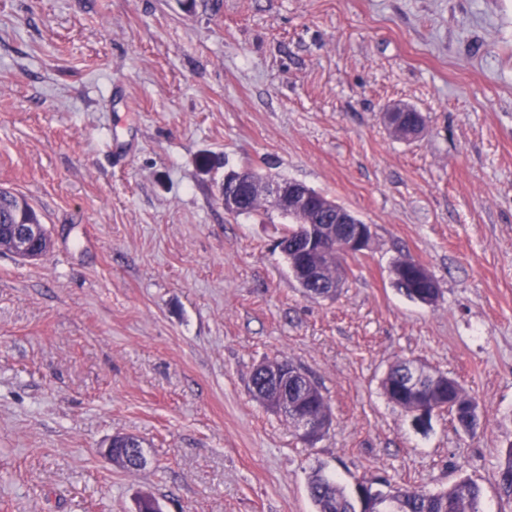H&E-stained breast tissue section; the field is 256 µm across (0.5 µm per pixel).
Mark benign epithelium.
Instances as JSON below:
<instances>
[{
  "instance_id": "1",
  "label": "benign epithelium",
  "mask_w": 512,
  "mask_h": 512,
  "mask_svg": "<svg viewBox=\"0 0 512 512\" xmlns=\"http://www.w3.org/2000/svg\"><path fill=\"white\" fill-rule=\"evenodd\" d=\"M406 111L402 108H391L384 112L383 119L389 131L399 137H414L424 128L422 119L417 118L409 124L404 123ZM224 184L230 189L224 192V210L237 211L243 207L246 200L255 197L265 202H271L281 213L297 217V223L306 227L307 233L301 238L303 255L314 254L319 257L336 252L361 253L367 250L372 240L370 225L359 220L351 211L336 206V202L328 199L324 208L333 210L335 220L325 229V235L317 232L320 223L319 207L309 191L298 188L293 183L285 181H269L257 183L243 169L228 173ZM45 237V227L42 224H20L14 229L10 246L18 254L31 255V249L39 245ZM401 269L411 270L415 283V299L424 304L433 303L439 288L429 271L421 264L406 262ZM297 282L301 287L325 288L327 284L318 278L317 272L311 265H304L297 274ZM405 386L408 390L419 393L432 383L438 382L440 374L419 366L408 360L403 364ZM290 421L299 437L313 443L325 433L328 419L319 422L310 416L298 412L292 413ZM353 500L356 512H400V504L388 493L373 488L372 484L363 480L356 482Z\"/></svg>"
}]
</instances>
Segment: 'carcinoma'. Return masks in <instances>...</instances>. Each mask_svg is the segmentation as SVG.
I'll return each mask as SVG.
<instances>
[{"label":"carcinoma","instance_id":"carcinoma-1","mask_svg":"<svg viewBox=\"0 0 512 512\" xmlns=\"http://www.w3.org/2000/svg\"><path fill=\"white\" fill-rule=\"evenodd\" d=\"M38 223L40 218L27 200L9 191L0 190L1 235L11 232L17 224ZM303 232L302 225L292 223L280 240L279 246L289 264H299L302 256L291 251L286 243ZM345 263L346 256L338 255L334 267L326 268L320 278L328 282L336 279L338 284H343ZM287 364H289L287 360H274L267 362L264 367L256 368L251 376L254 396L268 407L276 395L286 393L289 403L296 405L297 409L312 416L324 413V410L328 409V404L317 384L274 383L273 368H280ZM398 372L399 365L392 366L382 381V388L390 401L408 411L413 406L415 398L402 386ZM429 397L437 409L448 410L459 424L463 423L466 417L462 408L456 406V402L460 400L471 407L477 405L475 398L467 394L453 378L448 379L447 386L431 389ZM113 445L118 447V451L112 458V462L123 468L131 469L134 464L127 460L120 448L130 446L138 449V453H143L142 441L134 436L117 435ZM498 484L505 495L512 496V443L508 444L503 452L498 467ZM392 490L404 498L406 512H483L482 490L478 484L468 478H461L447 488L434 493L404 485L394 486ZM308 492L316 512H350L353 509L349 493L345 488L340 486L333 476L323 473L320 469L314 470L310 475Z\"/></svg>","mask_w":512,"mask_h":512}]
</instances>
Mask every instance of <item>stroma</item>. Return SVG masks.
Returning <instances> with one entry per match:
<instances>
[{"label":"stroma","instance_id":"1","mask_svg":"<svg viewBox=\"0 0 512 512\" xmlns=\"http://www.w3.org/2000/svg\"><path fill=\"white\" fill-rule=\"evenodd\" d=\"M247 165L371 225L336 298L293 279L276 210L225 211ZM0 189L51 238L0 251V512H314L317 468L467 477L512 512V0H0ZM281 358L330 406L314 444L249 392ZM403 359L456 379L475 430L393 404ZM117 434L143 467L102 456ZM407 112L408 110H403L401 107H394L384 112V123L392 134L402 138H410L418 135L423 130L424 123L420 118H416L409 125L403 122L404 115ZM411 270V276L415 283V299L424 304L433 303L438 294L439 288L429 271L421 264L415 262H405L401 266V271ZM402 362L400 361L391 367L382 381V388L390 401L408 411L413 406L415 398L404 389L398 378L399 366ZM112 440H113V438L111 439V441L109 442V444L105 450V452H106L105 455L108 459H110L113 463H115L123 468H127V469H131V468H135V466L143 465L142 459L138 456V454L134 450V448H138L139 455L145 461L142 441H140L138 438H136L134 436H129V435H116L115 436V442H113V445L115 447L127 448L128 442L130 443V447H132V448H128V449H129V452L131 454H133V459H134V463H135V465H134L133 463L130 462V460H127L125 453L122 452L121 450H117L115 453L116 456L114 458H112V448H110L112 445Z\"/></svg>","mask_w":512,"mask_h":512}]
</instances>
